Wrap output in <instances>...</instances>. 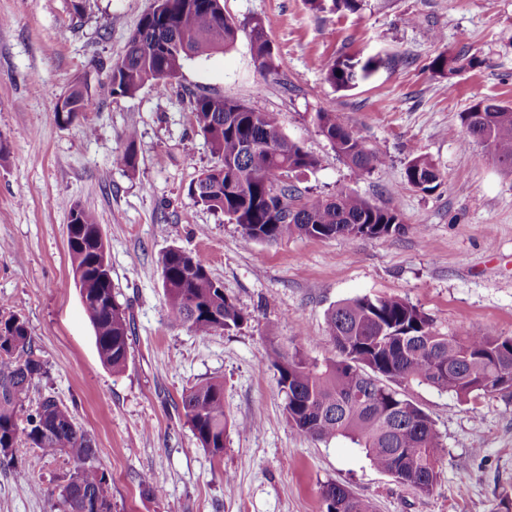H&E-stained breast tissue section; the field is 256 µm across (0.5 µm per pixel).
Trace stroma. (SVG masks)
Instances as JSON below:
<instances>
[{
  "instance_id": "35a3bbf8",
  "label": "stroma",
  "mask_w": 512,
  "mask_h": 512,
  "mask_svg": "<svg viewBox=\"0 0 512 512\" xmlns=\"http://www.w3.org/2000/svg\"><path fill=\"white\" fill-rule=\"evenodd\" d=\"M0 0V305L26 319L52 394L93 438L111 478L112 512H322L324 485L340 483L375 512H502L512 499V400L463 403L427 388L413 396L442 450L437 481L422 494L373 468L345 441L298 435L284 411L271 348L302 344L334 357L327 311L343 301L397 296L445 334L512 336V167L451 128L473 103L512 105V0H362L358 12H315L306 0H223L238 26L234 46L189 60L166 86L134 97L110 90L109 69L154 0ZM262 22L275 68L261 71L250 41ZM386 65L350 91L325 79L344 55ZM457 58L437 71L438 55ZM87 86L92 105L69 125L58 98ZM221 95L277 113L288 138L315 155L294 176L302 200L355 193L397 208L405 230L378 239L294 236L243 246L238 225L194 203L187 189L214 163L192 124L193 96ZM335 110L381 159L360 176L314 123ZM136 129L138 167L121 161ZM431 160L439 185L421 191L405 169ZM103 227L117 301L133 320L126 369L100 361L73 281L67 226L74 206ZM178 247L204 256L242 325L198 336L171 320L159 260ZM224 384L230 429L222 456L196 448L181 396ZM29 473L0 470V512H50L65 458L19 446ZM161 494H145L141 477ZM39 491H32V484Z\"/></svg>"
}]
</instances>
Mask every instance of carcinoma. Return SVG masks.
Here are the masks:
<instances>
[{"label": "carcinoma", "mask_w": 512, "mask_h": 512, "mask_svg": "<svg viewBox=\"0 0 512 512\" xmlns=\"http://www.w3.org/2000/svg\"><path fill=\"white\" fill-rule=\"evenodd\" d=\"M223 0H168V14H146L130 36L123 56L110 67L112 93L132 97L148 83L167 84L181 74L186 61L210 51L232 47L238 27L224 15ZM362 0H307L313 11L359 10ZM254 61L274 69L273 49L264 27L250 32ZM386 62L379 56L346 55L326 70L338 90H351L370 80ZM72 121L92 104L85 86L69 92ZM197 130L216 163L188 188L197 204L219 211L238 225L241 240L277 242L303 236L377 239L404 230L399 212L379 207L349 192L297 203L290 174L311 170L319 160L289 140L279 116L257 112L224 96L200 95L192 100ZM453 135L463 143H485L501 164L512 166V106L479 101L459 115ZM321 134L352 170L363 176L379 157L331 110L316 114ZM137 131L126 134L121 156L136 170ZM430 174L422 187H437L440 173L424 157L406 168L408 183ZM78 224L68 225L73 279L94 330L102 364L114 373L129 358L130 315L116 299L112 268L96 214L80 206ZM170 316L199 336L239 327L244 315L224 295L198 254L171 248L160 259ZM325 332L337 355L307 358L300 348L272 349L268 355L284 394L291 428L314 440L345 439L380 472L422 494L437 479L442 444L429 414L412 397L416 386L451 393L462 402L503 392L512 380V336H456L436 329L429 314L400 297H359L346 300L326 314ZM48 370L36 354L27 321L0 307V469L28 479L19 465L20 443L44 455L64 456L71 465L52 507L55 512H112L110 477L100 467L90 434L74 420L69 408L52 395L30 405V393ZM186 423L196 447L216 457L224 453L229 422L224 411V384L206 381L182 396ZM324 512H373L370 502L346 486L330 483L322 490Z\"/></svg>", "instance_id": "obj_1"}]
</instances>
